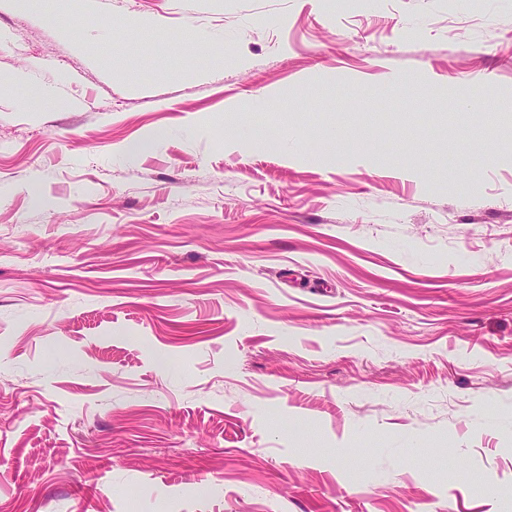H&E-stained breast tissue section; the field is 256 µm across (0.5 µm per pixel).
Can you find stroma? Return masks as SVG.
<instances>
[{"label":"stroma","instance_id":"stroma-1","mask_svg":"<svg viewBox=\"0 0 512 512\" xmlns=\"http://www.w3.org/2000/svg\"><path fill=\"white\" fill-rule=\"evenodd\" d=\"M99 2L0 0V512H512V0Z\"/></svg>","mask_w":512,"mask_h":512}]
</instances>
